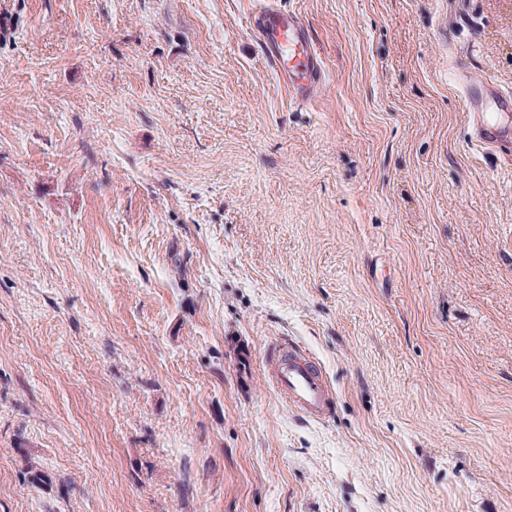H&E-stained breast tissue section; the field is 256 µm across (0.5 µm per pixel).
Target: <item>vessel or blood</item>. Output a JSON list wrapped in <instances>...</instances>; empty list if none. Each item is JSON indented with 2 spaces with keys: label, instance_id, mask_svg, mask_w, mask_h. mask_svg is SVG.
Returning a JSON list of instances; mask_svg holds the SVG:
<instances>
[{
  "label": "vessel or blood",
  "instance_id": "vessel-or-blood-1",
  "mask_svg": "<svg viewBox=\"0 0 512 512\" xmlns=\"http://www.w3.org/2000/svg\"><path fill=\"white\" fill-rule=\"evenodd\" d=\"M255 29L262 50L289 93L303 101L319 95L323 89L322 61L306 23L297 16L273 11L257 19ZM464 109L480 143L493 149L512 146L511 92L469 88ZM268 359L273 367V385L284 402L307 418L328 415L334 392L304 350L278 344L271 347Z\"/></svg>",
  "mask_w": 512,
  "mask_h": 512
}]
</instances>
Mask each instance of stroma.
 <instances>
[{"mask_svg": "<svg viewBox=\"0 0 512 512\" xmlns=\"http://www.w3.org/2000/svg\"><path fill=\"white\" fill-rule=\"evenodd\" d=\"M269 1L312 30L310 101ZM484 84L512 91V0H0V512H512ZM256 35L290 94L302 101L322 92V61L306 23L295 15L271 11L255 21ZM272 382L280 398L306 418H325L334 404L326 378L300 347L283 343L270 348Z\"/></svg>", "mask_w": 512, "mask_h": 512, "instance_id": "stroma-1", "label": "stroma"}]
</instances>
